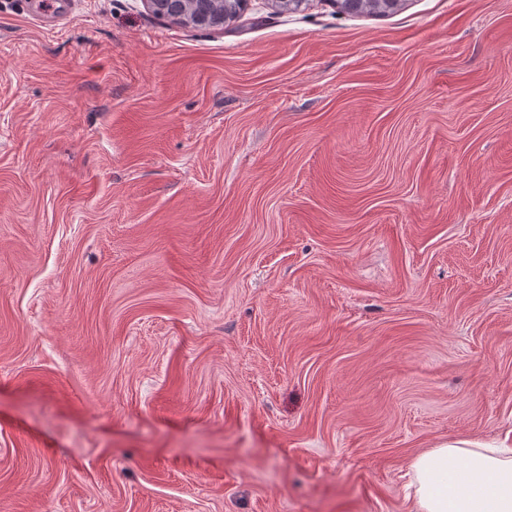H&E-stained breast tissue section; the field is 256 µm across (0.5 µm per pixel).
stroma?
<instances>
[{"label": "stroma", "mask_w": 512, "mask_h": 512, "mask_svg": "<svg viewBox=\"0 0 512 512\" xmlns=\"http://www.w3.org/2000/svg\"><path fill=\"white\" fill-rule=\"evenodd\" d=\"M512 429V0H0V512H412ZM149 9L162 10L173 20L199 27H212L211 12L195 0H144ZM339 9L354 14L384 15L394 12L401 0H334Z\"/></svg>", "instance_id": "stroma-1"}]
</instances>
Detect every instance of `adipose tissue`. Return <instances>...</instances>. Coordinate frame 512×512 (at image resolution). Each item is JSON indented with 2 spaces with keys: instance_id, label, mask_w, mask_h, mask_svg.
<instances>
[{
  "instance_id": "obj_1",
  "label": "adipose tissue",
  "mask_w": 512,
  "mask_h": 512,
  "mask_svg": "<svg viewBox=\"0 0 512 512\" xmlns=\"http://www.w3.org/2000/svg\"><path fill=\"white\" fill-rule=\"evenodd\" d=\"M407 488L414 512H512V449L440 443L415 458Z\"/></svg>"
}]
</instances>
